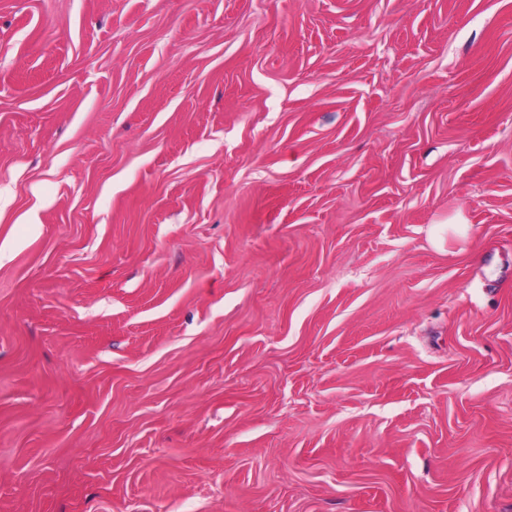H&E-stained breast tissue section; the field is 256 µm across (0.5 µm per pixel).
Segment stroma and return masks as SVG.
Returning <instances> with one entry per match:
<instances>
[{"instance_id":"1","label":"stroma","mask_w":512,"mask_h":512,"mask_svg":"<svg viewBox=\"0 0 512 512\" xmlns=\"http://www.w3.org/2000/svg\"><path fill=\"white\" fill-rule=\"evenodd\" d=\"M0 512H512V0H0ZM472 232V225L467 224L462 214H456L448 219V224L435 225L432 238L436 245L442 246L451 238L456 242H463L469 238Z\"/></svg>"}]
</instances>
